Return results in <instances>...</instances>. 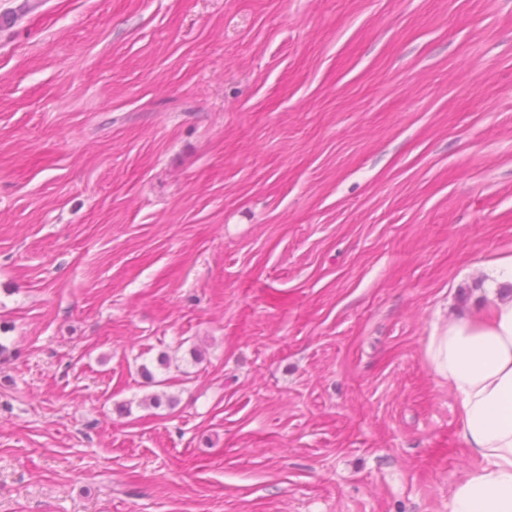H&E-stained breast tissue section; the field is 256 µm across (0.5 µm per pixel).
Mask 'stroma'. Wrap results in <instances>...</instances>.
<instances>
[{"label":"stroma","instance_id":"35a3bbf8","mask_svg":"<svg viewBox=\"0 0 512 512\" xmlns=\"http://www.w3.org/2000/svg\"><path fill=\"white\" fill-rule=\"evenodd\" d=\"M23 3L0 512H449L425 347L512 255V0Z\"/></svg>","mask_w":512,"mask_h":512}]
</instances>
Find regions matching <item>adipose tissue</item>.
Masks as SVG:
<instances>
[{
  "mask_svg": "<svg viewBox=\"0 0 512 512\" xmlns=\"http://www.w3.org/2000/svg\"><path fill=\"white\" fill-rule=\"evenodd\" d=\"M512 256L488 269V321L435 330L426 357L457 398L458 434L482 464L455 487L450 512H512Z\"/></svg>",
  "mask_w": 512,
  "mask_h": 512,
  "instance_id": "obj_1",
  "label": "adipose tissue"
}]
</instances>
